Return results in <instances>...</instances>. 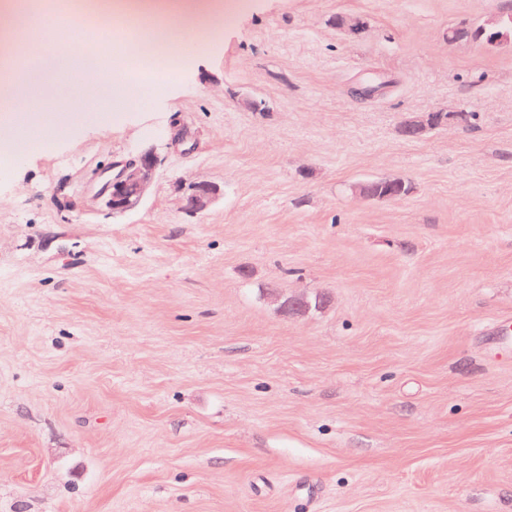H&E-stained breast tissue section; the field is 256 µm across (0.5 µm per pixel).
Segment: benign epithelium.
<instances>
[{
    "instance_id": "obj_1",
    "label": "benign epithelium",
    "mask_w": 512,
    "mask_h": 512,
    "mask_svg": "<svg viewBox=\"0 0 512 512\" xmlns=\"http://www.w3.org/2000/svg\"><path fill=\"white\" fill-rule=\"evenodd\" d=\"M480 29L489 32L485 40L488 46L503 43L512 44V15L499 13L486 17ZM454 114L418 113L408 117L402 132L414 139L424 136L431 128L439 125L444 119L452 118ZM157 171V158L153 151L147 150L133 159L115 161L110 166L97 173L99 184L94 193V199L107 211L114 215L123 214L138 207L149 194ZM220 194L216 185L199 181L192 184L184 198L185 209L192 213L206 211ZM328 303L323 294L312 298H286L280 304V309L292 315H304L311 309H321Z\"/></svg>"
}]
</instances>
